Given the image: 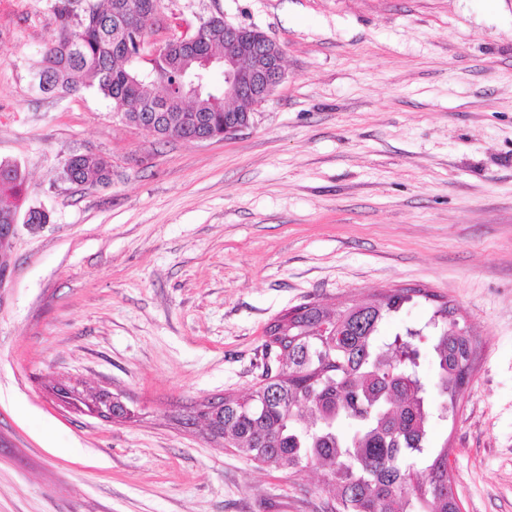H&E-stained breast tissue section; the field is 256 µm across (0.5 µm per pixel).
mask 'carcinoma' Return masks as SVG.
<instances>
[{
  "label": "carcinoma",
  "mask_w": 512,
  "mask_h": 512,
  "mask_svg": "<svg viewBox=\"0 0 512 512\" xmlns=\"http://www.w3.org/2000/svg\"><path fill=\"white\" fill-rule=\"evenodd\" d=\"M140 2L99 0L78 13L73 0H58L60 37L45 51L35 88L60 95L93 88L130 124L166 96L186 97L188 109L169 107L168 130L191 128L200 113L223 125L224 87L208 83L192 94L189 82L204 61L224 57V20L203 21L199 41L174 37L161 58L145 61ZM60 179L108 184L112 160L73 154ZM24 192L20 165L0 161V224L49 222L42 209L18 205ZM416 298L433 303L428 320L382 336L387 321ZM269 344L277 345L281 370L264 369L249 394L224 397L215 439L266 467L319 465L333 494L331 512H458L448 444L431 437L434 423L455 412L472 373L471 336L448 303L400 288L339 309L316 304L301 315L299 335L272 336ZM423 344L433 352L432 378L421 373Z\"/></svg>",
  "instance_id": "1"
}]
</instances>
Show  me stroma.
<instances>
[{
  "mask_svg": "<svg viewBox=\"0 0 512 512\" xmlns=\"http://www.w3.org/2000/svg\"><path fill=\"white\" fill-rule=\"evenodd\" d=\"M56 3L0 0V160L50 215L0 246V512H331L318 468L257 466L181 417L253 388L288 309L395 288L468 330L433 437L463 512H512V0H161L146 50L216 16L284 51L251 126L205 142L37 92ZM74 152L111 183L63 182ZM119 406H123L124 412L129 410L122 400L112 397L111 393L100 392L92 400L91 410L96 415L95 417L106 422H113L123 419Z\"/></svg>",
  "mask_w": 512,
  "mask_h": 512,
  "instance_id": "1",
  "label": "stroma"
}]
</instances>
